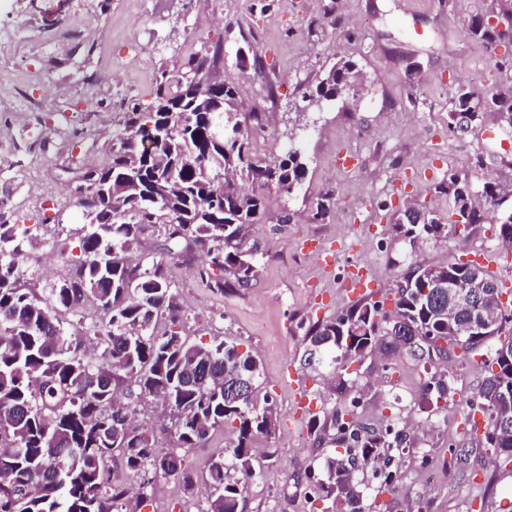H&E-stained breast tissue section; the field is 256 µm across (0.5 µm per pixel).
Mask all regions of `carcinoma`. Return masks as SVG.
Segmentation results:
<instances>
[{"instance_id": "carcinoma-1", "label": "carcinoma", "mask_w": 512, "mask_h": 512, "mask_svg": "<svg viewBox=\"0 0 512 512\" xmlns=\"http://www.w3.org/2000/svg\"><path fill=\"white\" fill-rule=\"evenodd\" d=\"M504 18L502 31L488 15L476 14L467 32L493 54L512 35V13ZM218 58L219 51L201 46L188 55L184 70L161 74L148 107L127 109L125 127L145 138L166 127L150 155L138 142L118 139L101 167L77 175L86 218L82 259L47 296H39L18 267L28 229L0 224V475L6 478L0 512H134L129 489L112 483L107 462L120 463L142 489L155 476H167L160 463L175 450L157 448L153 435L134 423L137 407L150 399L168 401L163 420L180 448H200L218 429L234 436L210 459L209 494L198 512H236L258 478L255 443L271 437L278 421L275 405L261 395L259 360L232 342L204 347L172 330L183 310L168 269L201 251L207 266L200 274L208 287L221 293L226 286L249 287L260 252L243 251L237 241L264 216L265 188L291 192L302 184L306 164L293 147L280 160L252 153L249 128L240 120V82L229 77L213 89ZM354 70L349 60L331 68L304 98L315 105L336 100ZM484 96L498 109H512V81L492 84ZM449 102V117L463 112L474 125L486 112L462 84L449 88ZM433 188L448 197V214H400L396 229L440 239L454 237L457 215L471 226L482 224L487 214L473 206L480 189L497 213L498 239L512 240V202H496L484 181L450 169ZM157 232L163 244L142 252L143 241ZM460 268L455 257L411 268L406 290L394 298L391 325L379 319V303L373 302L311 326L306 364L328 359L342 365L376 354L390 366L402 357L441 355L461 341L460 334L459 363L475 362L481 351L491 356L481 358L487 375L477 395L488 424L479 441L493 465L512 463V437L491 438L500 419L512 421V336L501 325L474 335L466 330L468 313L448 316V274ZM476 270L483 295L500 297L496 276L482 265ZM91 300L108 324L94 334L103 365L82 353L85 335L66 330L59 319V311L77 316ZM163 318L171 328L159 332ZM237 383L253 386L252 394H229ZM448 389L447 377L433 376L422 393L439 401ZM356 407L354 399L333 412L330 425L342 452L325 457L326 478L309 476L313 493L333 501L338 512H365L368 485L360 473L414 441L403 430L360 423Z\"/></svg>"}]
</instances>
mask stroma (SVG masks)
Here are the masks:
<instances>
[{
	"instance_id": "1",
	"label": "stroma",
	"mask_w": 512,
	"mask_h": 512,
	"mask_svg": "<svg viewBox=\"0 0 512 512\" xmlns=\"http://www.w3.org/2000/svg\"><path fill=\"white\" fill-rule=\"evenodd\" d=\"M500 7L512 9V0H158L144 17L134 0H0V182L12 187L0 215L37 226L64 261L85 222L72 193L75 171L105 162L127 103L150 104L162 72L181 69L200 45L220 47L213 77L239 78L246 111L261 116L250 128L252 151L269 159L284 157L289 142L301 148L300 188L266 189L267 211L242 243L263 254L250 287L211 290L195 261L169 268L186 334L202 345L226 339L256 355L262 390L280 414L275 433L258 442L274 456L255 460L262 476L244 512H333L331 501L312 497L306 475L336 446L312 441L306 423L331 418L336 383L329 369L305 365L304 336L307 326L354 304L336 282L338 268L372 266L366 302L390 301V288L413 265L453 255L507 272L487 247L494 222L470 227L462 243L409 237L391 221L413 197L447 212V198L432 185L451 168L512 185V131L497 113H484L462 136L449 127L450 86L479 93L500 78L494 57L467 33L471 16ZM340 60L356 64L362 86L319 107L303 101V89ZM91 74L101 81L92 102L81 112L60 111L61 101L82 97L81 80ZM45 85L64 98L35 108L20 100V88ZM326 195L331 212L315 220ZM410 372L423 380L449 374L447 400L408 396L402 380ZM484 375L482 367L439 357H404L392 369L366 357L344 371L362 389L360 421L379 429L409 414L426 424L384 496L388 512H512V465L494 468L485 449L465 444L487 425L468 406ZM232 439L219 430L205 447L182 449L194 490L154 478L137 512L203 504L209 459Z\"/></svg>"
}]
</instances>
